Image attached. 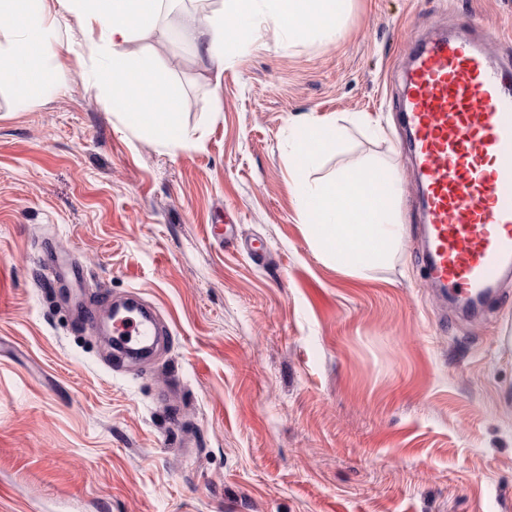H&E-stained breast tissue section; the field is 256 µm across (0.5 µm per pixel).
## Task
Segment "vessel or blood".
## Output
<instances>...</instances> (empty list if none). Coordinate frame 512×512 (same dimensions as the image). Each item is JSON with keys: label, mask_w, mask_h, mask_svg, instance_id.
I'll use <instances>...</instances> for the list:
<instances>
[{"label": "vessel or blood", "mask_w": 512, "mask_h": 512, "mask_svg": "<svg viewBox=\"0 0 512 512\" xmlns=\"http://www.w3.org/2000/svg\"><path fill=\"white\" fill-rule=\"evenodd\" d=\"M403 123L411 130L435 286L461 305L488 301L512 269V56L491 48L476 19L404 46ZM114 335L148 343L152 313L132 302L107 308Z\"/></svg>", "instance_id": "b4317fda"}]
</instances>
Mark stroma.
Here are the masks:
<instances>
[{"label":"stroma","instance_id":"35a3bbf8","mask_svg":"<svg viewBox=\"0 0 512 512\" xmlns=\"http://www.w3.org/2000/svg\"><path fill=\"white\" fill-rule=\"evenodd\" d=\"M467 15L512 45V0H346L296 45L261 2L220 71L138 37L184 88L172 151L123 125L111 46L59 11L35 102L0 85V512H512V276L477 317L438 299L397 123L404 42ZM317 115L345 141L316 178L395 172L404 233L365 279L320 260L293 194L288 126ZM75 292L168 330L119 361Z\"/></svg>","mask_w":512,"mask_h":512}]
</instances>
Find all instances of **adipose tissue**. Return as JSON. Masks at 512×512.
Here are the masks:
<instances>
[{"mask_svg":"<svg viewBox=\"0 0 512 512\" xmlns=\"http://www.w3.org/2000/svg\"><path fill=\"white\" fill-rule=\"evenodd\" d=\"M343 0H268L274 25L292 44L316 32L335 30ZM165 0H0V83L12 84L17 95L31 97L40 80L39 59L48 45L57 10L72 12L84 28L88 47L112 46L96 81L112 90V109L124 124L176 150L191 140L179 112L181 89L165 79L160 57L152 51L128 58L125 47L148 30L167 35L161 16ZM256 14L255 0H224L222 9L191 17L183 37L202 51L210 64L223 69L249 30Z\"/></svg>","mask_w":512,"mask_h":512,"instance_id":"1","label":"adipose tissue"}]
</instances>
